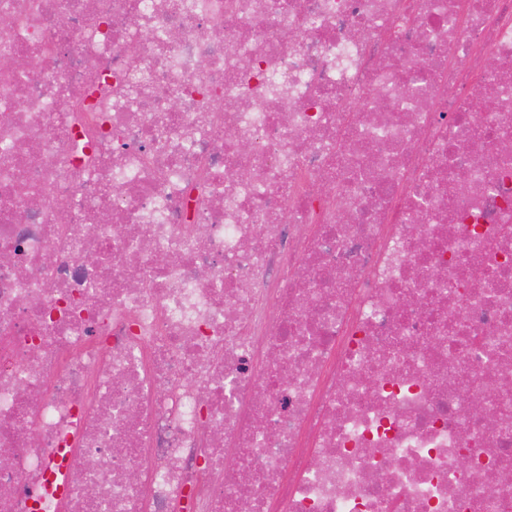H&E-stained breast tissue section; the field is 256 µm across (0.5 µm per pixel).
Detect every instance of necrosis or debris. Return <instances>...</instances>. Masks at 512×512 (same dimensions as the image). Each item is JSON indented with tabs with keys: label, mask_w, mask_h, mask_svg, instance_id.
<instances>
[{
	"label": "necrosis or debris",
	"mask_w": 512,
	"mask_h": 512,
	"mask_svg": "<svg viewBox=\"0 0 512 512\" xmlns=\"http://www.w3.org/2000/svg\"><path fill=\"white\" fill-rule=\"evenodd\" d=\"M505 139L512 0H0V512H512Z\"/></svg>",
	"instance_id": "4bbe7bcc"
}]
</instances>
